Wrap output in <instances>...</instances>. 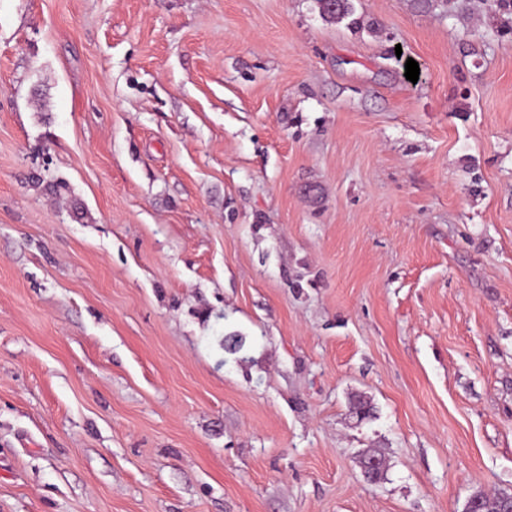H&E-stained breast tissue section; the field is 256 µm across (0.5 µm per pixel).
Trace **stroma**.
Here are the masks:
<instances>
[{"label":"stroma","instance_id":"35a3bbf8","mask_svg":"<svg viewBox=\"0 0 512 512\" xmlns=\"http://www.w3.org/2000/svg\"><path fill=\"white\" fill-rule=\"evenodd\" d=\"M353 6L0 0V512L512 494V32ZM317 3L319 13L325 20L340 21L354 14L352 0H317Z\"/></svg>","mask_w":512,"mask_h":512}]
</instances>
